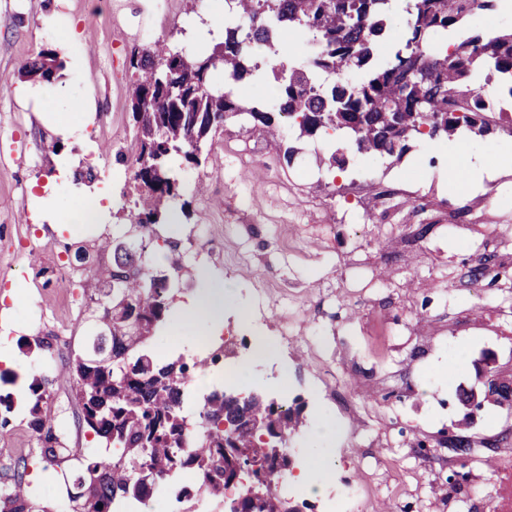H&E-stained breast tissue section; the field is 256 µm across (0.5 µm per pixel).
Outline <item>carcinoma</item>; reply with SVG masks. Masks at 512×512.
I'll return each instance as SVG.
<instances>
[{
	"label": "carcinoma",
	"instance_id": "1",
	"mask_svg": "<svg viewBox=\"0 0 512 512\" xmlns=\"http://www.w3.org/2000/svg\"><path fill=\"white\" fill-rule=\"evenodd\" d=\"M499 0H236L224 17V35L209 52L136 49L138 72L130 108L134 137L128 154L129 185L138 245L125 250L106 236L66 245L90 261L94 283L83 285L86 336L68 356L79 425L105 452L85 454L63 448L60 426L50 407L52 380L40 372L26 388L24 414L35 438L31 458L58 470L70 512H115L190 470L196 493L224 509L226 483L234 460L224 454V416L254 422L268 419L267 406L252 398L238 406L214 391L198 412L196 432L187 441L184 383L190 369L184 356L157 357L149 341L165 322L169 276L151 256L169 203L181 197L174 169L216 135L213 121L241 114L254 126L270 127L274 115L294 122L298 138L328 129L353 136L360 126L358 152L400 161L409 140L448 141L461 132L485 137L512 127L502 101L483 94L495 85L512 99V31L491 33L475 20L497 11ZM298 30L318 45L306 66H281L277 106L247 104L235 87L259 70L256 44L277 52L278 37ZM62 67L54 54L33 62L28 73L50 79ZM430 119L422 133L416 123ZM164 238V237H162ZM170 242V238H164ZM242 453H263L259 436L241 434ZM261 512H294L274 491ZM0 512H48L32 496L25 472L15 471L0 488Z\"/></svg>",
	"mask_w": 512,
	"mask_h": 512
}]
</instances>
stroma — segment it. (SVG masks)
I'll use <instances>...</instances> for the list:
<instances>
[{"label":"stroma","instance_id":"1","mask_svg":"<svg viewBox=\"0 0 512 512\" xmlns=\"http://www.w3.org/2000/svg\"><path fill=\"white\" fill-rule=\"evenodd\" d=\"M223 16L224 0H0V142L16 146L0 151V294L16 295L0 303V334L21 370L46 360L17 351L20 337H55L51 408L66 447L97 449L77 423L67 365L83 329L51 255L78 235L121 236L129 221L125 168L115 155L132 136V51L156 43L202 51L193 29ZM46 48L62 69L48 82L26 78ZM295 136L288 119L257 128L243 114L227 122L201 167L181 166L187 214L175 234L179 250L189 267L206 265L224 287L226 326L243 329L238 313L253 311L259 296L267 335L285 330L294 338L278 378L245 366L237 392L283 406L293 392L324 417L330 389L347 390L363 422L339 445L322 442V454L344 450L352 479L371 481L369 512L393 505L399 476L409 480L405 500L413 512H436L424 458L409 443L414 428L435 433L459 417L412 393L474 385L473 363L485 352L512 359V320L498 314L512 305V293L460 287L453 264L489 241L512 257V141L496 136L469 145L476 154L495 152L503 166L484 226L465 213V191L449 182L426 142H412L398 162L352 152L339 170L328 164L337 145L322 136L300 141L294 164L284 165ZM89 166L96 180L76 182L75 172ZM372 185L397 189L401 239L389 236L370 207ZM49 187L58 201L47 215L39 199ZM242 192L250 197L244 210ZM93 196L102 221L76 223L75 200ZM452 210L459 225L448 222Z\"/></svg>","mask_w":512,"mask_h":512}]
</instances>
